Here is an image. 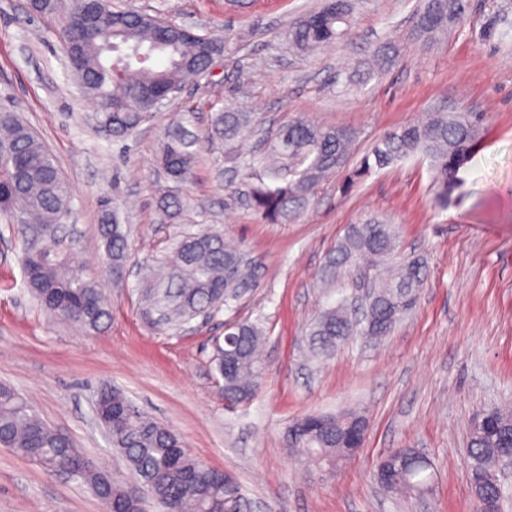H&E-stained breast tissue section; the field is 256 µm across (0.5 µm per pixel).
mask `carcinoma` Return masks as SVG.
<instances>
[{
  "instance_id": "obj_1",
  "label": "carcinoma",
  "mask_w": 512,
  "mask_h": 512,
  "mask_svg": "<svg viewBox=\"0 0 512 512\" xmlns=\"http://www.w3.org/2000/svg\"><path fill=\"white\" fill-rule=\"evenodd\" d=\"M464 0H419L417 28L429 39L442 36L461 23ZM352 0L327 4L319 12L297 20L290 32L301 50L328 47L343 37L351 24ZM67 57L86 94L97 106H112L123 120L113 134L126 135L141 123L158 90L179 86L186 79L207 72L212 55L224 52V42L162 33V23L123 11L112 17L102 0H71L68 22L62 31ZM254 132L253 116L228 108L215 115L203 136L179 124L165 137L160 164L168 178L182 182L190 174L198 147L204 141H224L225 157L240 166L237 181L227 189L229 204L245 208L268 224H291L309 206L318 188L346 169L351 160L353 134L342 127H327L301 119L279 126L263 139L260 151L244 148ZM477 125L455 112H432L426 121L408 124L373 145L353 167L342 188L348 189L371 171L395 166L409 157H422L434 171L435 199L448 204L459 170L469 161L477 144ZM12 153L0 157V217L17 225L40 224L45 232L49 260L25 264L30 290L40 306L79 326L89 335L103 333L112 311L105 304L97 278L73 268L68 244L55 231L58 219L71 212V188L54 156L32 129L9 110H0V144ZM112 276L123 275L128 254L127 235L111 210H103L99 226ZM366 260L374 268L371 292L376 298L373 316L391 318L396 325L406 314L402 303H416L424 280L425 265L419 256H397L395 228L378 218L351 225L328 255L323 278L334 281ZM256 281V265L241 248L224 242L217 230L189 233L178 240L165 263L161 278L145 283L141 291L143 314L177 332L191 320L205 317L239 297ZM351 318L343 303L325 309L309 330L313 351L331 355L353 334ZM233 358L224 347L213 355L217 379L224 384V399L236 402L252 395L263 375L260 353L263 331L249 322L227 330ZM100 422L112 448L125 461L130 484L79 452L71 442L40 419L13 389L0 386V447L25 458L48 472L81 465L75 479L87 485L108 512H143L131 485L151 489L164 512H247L240 486L223 480L219 471L194 459L169 427L141 411L118 391L103 390ZM512 446L506 434L495 444L479 433L470 436L467 469L481 472L494 461L495 449ZM309 458L326 465L336 456V435L298 444ZM431 465L418 456L406 468L392 470L391 489L421 495L429 490Z\"/></svg>"
}]
</instances>
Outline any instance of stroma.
I'll return each mask as SVG.
<instances>
[{"instance_id": "35a3bbf8", "label": "stroma", "mask_w": 512, "mask_h": 512, "mask_svg": "<svg viewBox=\"0 0 512 512\" xmlns=\"http://www.w3.org/2000/svg\"><path fill=\"white\" fill-rule=\"evenodd\" d=\"M347 37L313 52L288 32L323 0H111L224 42L212 73L184 82L133 133L101 129L97 105L72 75L60 31L67 4L38 18L29 0H0V109L17 112L55 157L72 190L70 260L95 274L112 321L97 336L43 310L22 269L23 244L0 220V384L13 388L79 451L125 481L94 404L123 392L170 427L200 462L226 472L248 512H477L466 467L478 413L512 410V0H467L451 35L414 34L417 0H354ZM384 72L362 63L386 44ZM250 112L265 129L303 119L354 131V157L386 133L445 111L474 113L480 134L448 208L434 202L428 160L372 172L350 192L333 177L292 224H268L225 206L224 144L203 145L176 185V216L157 204L168 178L157 162L181 114L205 130L214 112ZM128 235L127 273L114 286L99 233L103 207ZM378 217L396 227L398 251L422 255L416 307L389 335L352 336L327 358L307 353L308 331L328 306L355 293L351 276L321 271L348 225ZM212 228L259 266L255 288L178 335L147 323L140 288L147 268L178 236ZM265 331L257 393L228 407L212 356L229 322ZM353 412L368 428L362 448L335 470L291 453L289 425L309 414ZM392 448H413L434 467L432 490H383L373 473ZM0 512H103L88 487L0 447Z\"/></svg>"}]
</instances>
